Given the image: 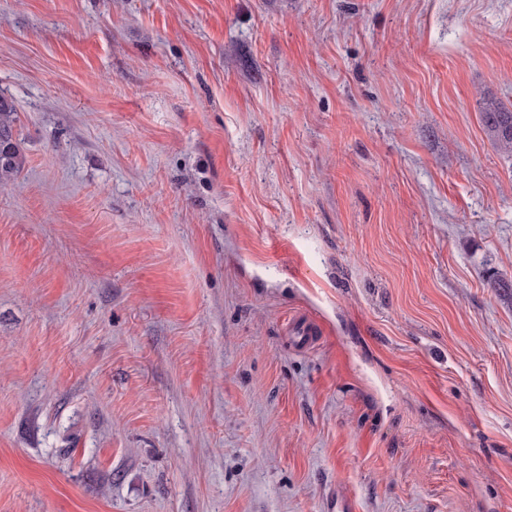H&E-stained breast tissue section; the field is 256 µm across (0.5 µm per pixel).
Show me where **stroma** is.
Instances as JSON below:
<instances>
[{"label": "stroma", "mask_w": 512, "mask_h": 512, "mask_svg": "<svg viewBox=\"0 0 512 512\" xmlns=\"http://www.w3.org/2000/svg\"><path fill=\"white\" fill-rule=\"evenodd\" d=\"M0 95V512H512V0H0ZM17 122L13 102L0 96V186L11 182L25 164L17 139ZM483 121L502 149L512 153V108L496 105L485 108Z\"/></svg>", "instance_id": "obj_1"}]
</instances>
